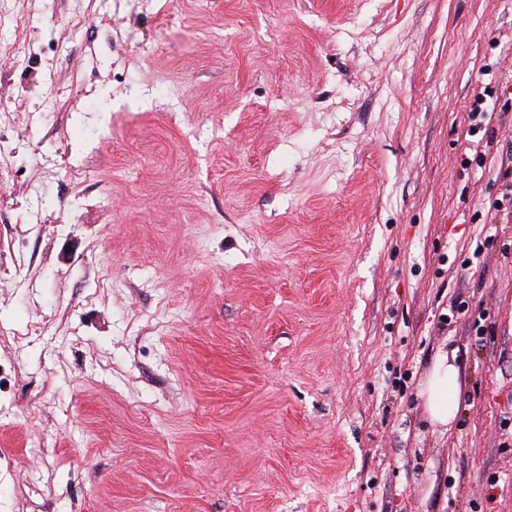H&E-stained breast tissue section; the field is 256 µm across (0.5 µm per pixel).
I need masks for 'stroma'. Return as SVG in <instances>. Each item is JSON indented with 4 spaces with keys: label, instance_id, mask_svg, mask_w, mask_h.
<instances>
[{
    "label": "stroma",
    "instance_id": "35a3bbf8",
    "mask_svg": "<svg viewBox=\"0 0 512 512\" xmlns=\"http://www.w3.org/2000/svg\"><path fill=\"white\" fill-rule=\"evenodd\" d=\"M0 10V512H512V0ZM10 28L0 15V53L3 63H16L23 54L24 49L10 40ZM488 92V88L484 87L483 91L474 93L473 95V101L470 105V110L468 113V118L470 121L468 134L470 136H477L480 133L486 132V127L488 126L490 120H491V114L492 112H488V109L486 107V97ZM483 135L480 139V141L483 138ZM495 182L498 183L499 192L492 206L500 211V208L506 205L502 210H510L506 214L512 216V145L501 151ZM453 361L448 354L438 356L421 391L430 417L440 425H448L454 416L460 372Z\"/></svg>",
    "mask_w": 512,
    "mask_h": 512
}]
</instances>
